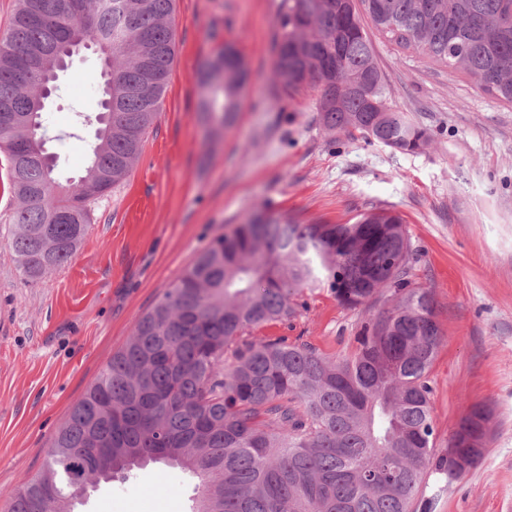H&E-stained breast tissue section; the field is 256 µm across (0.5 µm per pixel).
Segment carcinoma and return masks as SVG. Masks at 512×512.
<instances>
[{
  "instance_id": "1",
  "label": "carcinoma",
  "mask_w": 512,
  "mask_h": 512,
  "mask_svg": "<svg viewBox=\"0 0 512 512\" xmlns=\"http://www.w3.org/2000/svg\"><path fill=\"white\" fill-rule=\"evenodd\" d=\"M16 0L0 40V144L19 205L9 247L29 279L63 266L90 224L92 201L129 174L156 121L176 53L175 0ZM391 43L461 70L512 104V0H282L273 80L292 97L316 92L322 124L417 153L424 129L396 110L364 20ZM109 42L112 109L95 131L80 179L62 184L26 137V87L44 73L47 43ZM201 120L235 123L249 69L233 42L199 70ZM411 244L391 211L353 224H299L268 212L215 237L135 324L53 435L46 463L10 495L9 512H74L86 448L124 475L160 463L190 471L193 512H430L432 474L451 483L435 448L428 377L442 341L432 293L408 279ZM328 286L358 309L383 290L392 305L364 325L358 346L329 357L301 342L244 338L297 314V296ZM492 411L473 407L451 436L484 456Z\"/></svg>"
}]
</instances>
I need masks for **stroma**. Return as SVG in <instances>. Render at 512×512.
Instances as JSON below:
<instances>
[{
  "mask_svg": "<svg viewBox=\"0 0 512 512\" xmlns=\"http://www.w3.org/2000/svg\"><path fill=\"white\" fill-rule=\"evenodd\" d=\"M282 0H175L176 55L162 110L126 179L92 207L71 260L27 279L9 248L18 206L0 152V512L41 471L49 441L72 406L131 336L140 316L195 257L251 212L302 224H351L360 214L399 215L411 242L409 279L431 289L443 334L429 375L436 446L444 448L476 403L493 410L491 439L465 478L429 481L431 512H512V105L475 78L423 59L369 30L397 110L430 136L416 154L328 131L315 94L275 91L273 42ZM249 70L235 124L208 142L198 120L200 65L224 41ZM89 51L60 72L43 112L45 148L59 181L79 178L101 87ZM76 128V137L66 129ZM291 319L251 330L337 356L356 346L369 314L325 287L303 292ZM194 480L161 464L101 484L83 512H190Z\"/></svg>",
  "mask_w": 512,
  "mask_h": 512,
  "instance_id": "35a3bbf8",
  "label": "stroma"
}]
</instances>
